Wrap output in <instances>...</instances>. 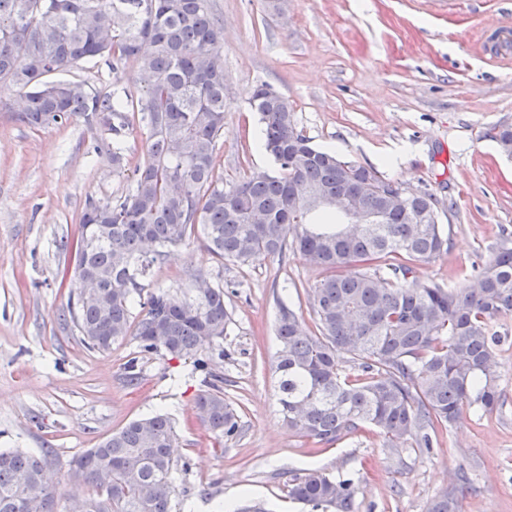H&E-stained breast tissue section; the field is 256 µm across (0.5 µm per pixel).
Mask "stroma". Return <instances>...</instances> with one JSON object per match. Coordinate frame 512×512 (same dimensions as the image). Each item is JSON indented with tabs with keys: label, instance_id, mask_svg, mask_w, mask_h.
Listing matches in <instances>:
<instances>
[{
	"label": "stroma",
	"instance_id": "1",
	"mask_svg": "<svg viewBox=\"0 0 512 512\" xmlns=\"http://www.w3.org/2000/svg\"><path fill=\"white\" fill-rule=\"evenodd\" d=\"M223 32L224 135L217 169L225 180L272 173L259 147L262 125L249 103L258 84L292 101L313 143L374 169L409 192L430 193L448 249L416 265L419 280L459 286L472 264L512 237V157L496 136L512 127V70L497 64L502 46L486 24L512 35V0H211ZM67 80L143 86L138 64L113 76L108 61L74 68ZM0 89V450L51 449L65 477L76 453L129 421L157 412L175 427L173 512H222L224 501L261 502L269 512H302L288 497L293 474L322 469L358 479L356 512H426L441 491L459 512H512V343L499 351L502 401L438 429L431 450L390 455L378 432L359 428L335 443L289 430L275 371V325L288 305L307 327V292L320 267L294 251L241 266L219 263L194 233L155 263L148 290L194 288L198 274L224 287L231 320L215 370L239 415L237 434L215 438L196 398L203 375L192 360L143 355L139 378L125 366L133 337L97 353L67 320L79 292L73 259L60 241L76 240L87 199L128 195L147 157V132L126 139L123 174L92 154L79 122L32 129Z\"/></svg>",
	"mask_w": 512,
	"mask_h": 512
}]
</instances>
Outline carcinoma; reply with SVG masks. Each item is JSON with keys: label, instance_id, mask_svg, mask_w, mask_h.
Listing matches in <instances>:
<instances>
[{"label": "carcinoma", "instance_id": "obj_1", "mask_svg": "<svg viewBox=\"0 0 512 512\" xmlns=\"http://www.w3.org/2000/svg\"><path fill=\"white\" fill-rule=\"evenodd\" d=\"M221 29L210 0H0V88L24 91L17 121L32 127L80 121L94 153L126 167L125 131L140 113L148 157L135 169L132 193L90 200L84 209L73 275L81 289L68 309L82 340L106 352L131 336L141 353L196 358L224 338L230 320L224 288L196 276V293L148 291L143 278L165 250L204 232L219 262L252 264L288 249L325 276L307 291L316 330L283 305L277 323L279 404L288 428L336 442L373 427L400 456L433 446L436 427L465 413L492 412L501 398L498 351L512 338L497 323L512 314V243L505 240L465 283L446 288L412 277L414 265L448 248L436 199L404 196L362 165L316 147L297 126L293 104L267 85L250 103L264 124L262 148L278 172L224 184L216 147L224 135ZM112 61V73L134 60L149 83L139 98L87 82L53 78L74 67ZM361 183V209L376 217L358 231L321 224L317 197L347 194ZM142 314L132 321V307ZM352 354L350 371L336 352ZM224 378L209 374L197 408L216 437L239 430L224 398ZM170 419L129 422L94 448L72 456L67 476L93 489L89 512H171L176 484ZM50 451H0V512H61L60 480ZM351 476L314 470L295 475L288 498L312 512H355ZM427 512H458L440 492Z\"/></svg>", "mask_w": 512, "mask_h": 512}]
</instances>
